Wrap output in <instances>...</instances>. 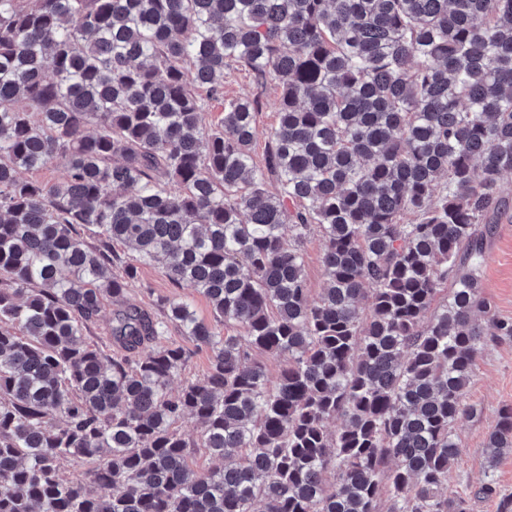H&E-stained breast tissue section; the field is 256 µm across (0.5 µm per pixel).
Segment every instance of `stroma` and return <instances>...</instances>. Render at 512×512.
Segmentation results:
<instances>
[{
  "mask_svg": "<svg viewBox=\"0 0 512 512\" xmlns=\"http://www.w3.org/2000/svg\"><path fill=\"white\" fill-rule=\"evenodd\" d=\"M262 93L266 107L259 114L257 135L253 145L255 161H262L268 136L277 124L276 103L279 87L276 81H268L264 90H257L247 70L228 69L224 72V99L208 102L206 119L217 123L224 115L225 98L250 97ZM486 261L482 270V285L491 297L498 317L512 320V207L508 209L493 234L487 238ZM131 302L147 310H155L157 303L168 298H180L192 304L199 319L210 322L214 315L209 302L190 287L176 288L164 276L161 269L143 265L138 280L130 288ZM467 397L476 404L478 413L460 419L456 434L462 446V459L448 473V486L459 493L469 495L470 512H498L500 498L512 497V454L501 458L495 468H488L482 448L488 433L495 427L499 411L512 405V339L490 343L476 361L468 387ZM492 481L496 496L473 497V490Z\"/></svg>",
  "mask_w": 512,
  "mask_h": 512,
  "instance_id": "stroma-1",
  "label": "stroma"
}]
</instances>
